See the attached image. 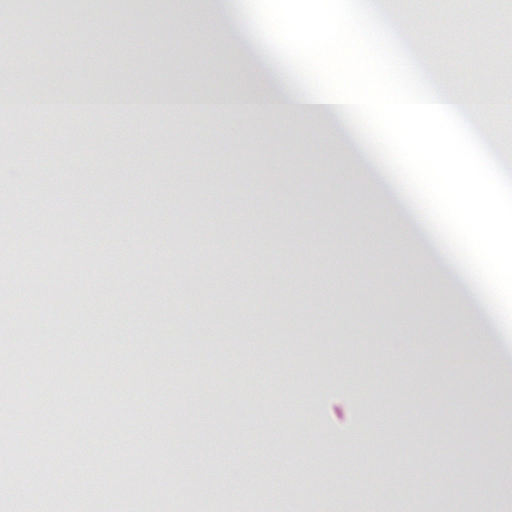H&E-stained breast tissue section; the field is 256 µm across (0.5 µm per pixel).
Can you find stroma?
Here are the masks:
<instances>
[{"instance_id": "stroma-1", "label": "stroma", "mask_w": 512, "mask_h": 512, "mask_svg": "<svg viewBox=\"0 0 512 512\" xmlns=\"http://www.w3.org/2000/svg\"><path fill=\"white\" fill-rule=\"evenodd\" d=\"M380 2L409 35L430 36L425 58L447 91L472 85L489 43L512 72V22L495 0H481L484 26L464 24L453 40L428 0ZM229 23L211 0H0L13 85L33 93L92 77L102 94L147 81L165 90L172 67L212 97L259 94L247 51L225 43ZM280 121L266 115L235 139L217 114L101 112L30 135L0 112V148L27 174L0 184L12 283L0 292L11 316L0 329V486L16 482L40 433L28 406L80 422L56 387L66 376L74 396L97 398L109 429L42 465L108 512H237L243 493L249 512H374L373 479L403 487L392 512H460L447 488L476 474L512 512V375L487 363V337L459 333L461 301L422 277L416 249L395 259L394 215L334 224L304 207L309 193L354 212L358 195L340 187L357 181V161L319 118L299 116L288 140ZM242 154L252 163L238 165ZM282 197L277 223H255L257 200ZM32 250L45 259L37 278ZM230 253L240 272L222 263ZM389 297L399 312L386 313ZM408 320L422 329L416 348L390 355ZM88 349L107 382L82 381ZM90 448L114 462L107 483L86 477ZM249 470L287 495L246 487ZM170 483L167 501L153 496ZM203 484L224 493L200 501Z\"/></svg>"}]
</instances>
